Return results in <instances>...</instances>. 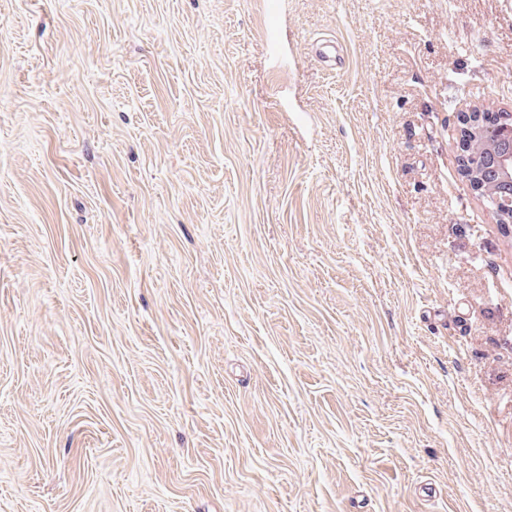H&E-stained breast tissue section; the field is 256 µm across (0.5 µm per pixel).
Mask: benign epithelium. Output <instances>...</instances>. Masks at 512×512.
<instances>
[{
    "label": "benign epithelium",
    "mask_w": 512,
    "mask_h": 512,
    "mask_svg": "<svg viewBox=\"0 0 512 512\" xmlns=\"http://www.w3.org/2000/svg\"><path fill=\"white\" fill-rule=\"evenodd\" d=\"M462 166L471 184L494 203L501 223H512V133L487 126L481 113L463 115Z\"/></svg>",
    "instance_id": "benign-epithelium-1"
}]
</instances>
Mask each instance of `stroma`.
I'll return each instance as SVG.
<instances>
[{
    "instance_id": "35a3bbf8",
    "label": "stroma",
    "mask_w": 512,
    "mask_h": 512,
    "mask_svg": "<svg viewBox=\"0 0 512 512\" xmlns=\"http://www.w3.org/2000/svg\"><path fill=\"white\" fill-rule=\"evenodd\" d=\"M279 2L0 0V512H512V0ZM465 138L462 145V166L471 184L495 205L493 210L501 223H512V134L501 136L502 131L488 127L480 112L463 115ZM491 158V166L480 174L478 163L484 156ZM495 175L500 188L489 190L482 178Z\"/></svg>"
}]
</instances>
